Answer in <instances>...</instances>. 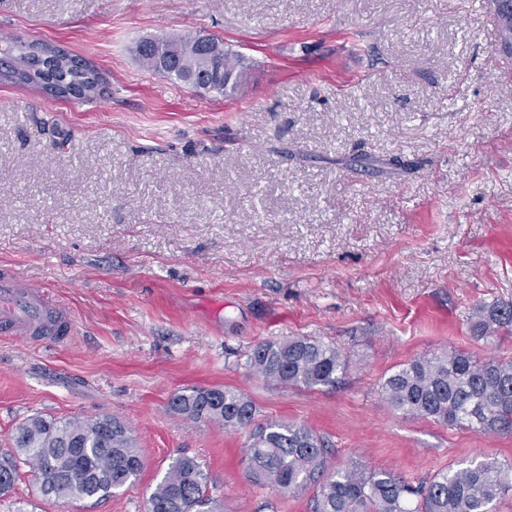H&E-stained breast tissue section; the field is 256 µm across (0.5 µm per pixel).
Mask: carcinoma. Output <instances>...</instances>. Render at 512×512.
<instances>
[{
  "label": "carcinoma",
  "instance_id": "1",
  "mask_svg": "<svg viewBox=\"0 0 512 512\" xmlns=\"http://www.w3.org/2000/svg\"><path fill=\"white\" fill-rule=\"evenodd\" d=\"M191 36H171L172 65L185 73L215 76L239 65L213 45L211 62L197 55ZM140 63L157 69L150 40L135 48ZM0 84L31 85L56 98L91 101L103 92L100 73L83 59L40 41L0 42ZM479 339L512 334V303L477 308L472 323ZM247 366L283 387L335 386L349 368L336 346L305 336H286L255 345ZM381 394L393 410L446 426L512 433V361L473 359L468 353L417 356L386 377ZM170 409L193 423L216 422L233 432L253 426L243 450L251 481L281 496H296L318 485L313 512H492L512 491V463L488 458L456 470L441 471L414 486L387 471L357 466L330 469L328 448L309 427L286 420L254 424L255 406L230 388L193 387L176 393ZM38 474L41 494L57 501L107 499L132 484L142 470V455L130 429L108 414L93 418L32 416L16 425L12 448L0 453V495L9 493L19 465ZM208 473L193 457L180 456L168 467L147 501V512H219L209 495Z\"/></svg>",
  "mask_w": 512,
  "mask_h": 512
}]
</instances>
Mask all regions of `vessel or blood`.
<instances>
[{
  "mask_svg": "<svg viewBox=\"0 0 512 512\" xmlns=\"http://www.w3.org/2000/svg\"><path fill=\"white\" fill-rule=\"evenodd\" d=\"M74 333L71 311L48 286L0 269V334L35 348L59 347Z\"/></svg>",
  "mask_w": 512,
  "mask_h": 512,
  "instance_id": "obj_1",
  "label": "vessel or blood"
}]
</instances>
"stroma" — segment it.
Segmentation results:
<instances>
[{
  "label": "stroma",
  "mask_w": 512,
  "mask_h": 512,
  "mask_svg": "<svg viewBox=\"0 0 512 512\" xmlns=\"http://www.w3.org/2000/svg\"><path fill=\"white\" fill-rule=\"evenodd\" d=\"M491 0H0V31L101 74L90 101L0 86V266L47 284L76 331L61 348L0 338V448L24 419L124 421L139 477L60 503L21 466L0 512H146L188 455L224 512H312L251 484L248 430L193 424L178 391L229 387L294 421L328 462L417 483L495 457L512 434L395 412L381 384L413 357L512 360L470 329L512 302V63ZM210 34L249 67L220 96L146 71L155 35ZM307 336L350 359L333 388L255 375L257 343ZM159 37L161 36L159 35L152 38L155 42L142 39L137 43L135 48L140 63L151 72H156L157 69V54L153 44H157L161 49L164 48L165 40L158 39Z\"/></svg>",
  "instance_id": "stroma-1"
}]
</instances>
